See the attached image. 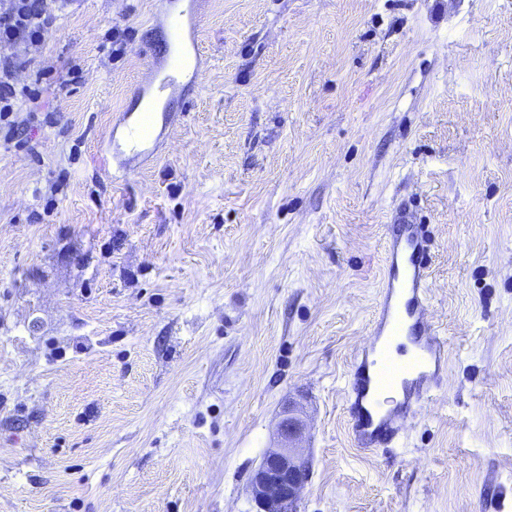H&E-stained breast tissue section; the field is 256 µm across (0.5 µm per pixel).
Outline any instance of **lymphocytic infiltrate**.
Returning a JSON list of instances; mask_svg holds the SVG:
<instances>
[{
    "mask_svg": "<svg viewBox=\"0 0 512 512\" xmlns=\"http://www.w3.org/2000/svg\"><path fill=\"white\" fill-rule=\"evenodd\" d=\"M60 10L56 0H0V141L5 145L26 148L25 131L35 118L27 106L40 97L44 80L54 78L58 95L65 96L82 77L76 65L57 74L53 61L38 53Z\"/></svg>",
    "mask_w": 512,
    "mask_h": 512,
    "instance_id": "f902f5d3",
    "label": "lymphocytic infiltrate"
}]
</instances>
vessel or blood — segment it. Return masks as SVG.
I'll return each mask as SVG.
<instances>
[{"instance_id": "obj_1", "label": "vessel or blood", "mask_w": 512, "mask_h": 512, "mask_svg": "<svg viewBox=\"0 0 512 512\" xmlns=\"http://www.w3.org/2000/svg\"><path fill=\"white\" fill-rule=\"evenodd\" d=\"M197 0L168 17L178 54L165 57L138 86L140 97L169 101L183 88L185 60L200 57V20ZM161 137L151 113L124 112L112 127L107 154L119 169L152 156ZM431 238L426 225L402 208L386 242L380 301L370 342L357 354L346 387L350 432L362 451L394 445L407 422L414 420L433 395L447 368L448 341L427 317ZM411 337L416 349L401 359L392 345ZM402 389L403 399L386 408L385 395Z\"/></svg>"}]
</instances>
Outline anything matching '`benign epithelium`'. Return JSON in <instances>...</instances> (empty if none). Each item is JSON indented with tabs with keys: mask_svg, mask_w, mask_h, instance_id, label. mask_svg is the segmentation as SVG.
Returning a JSON list of instances; mask_svg holds the SVG:
<instances>
[{
	"mask_svg": "<svg viewBox=\"0 0 512 512\" xmlns=\"http://www.w3.org/2000/svg\"><path fill=\"white\" fill-rule=\"evenodd\" d=\"M306 424L291 405L278 424V445L269 449L250 476L256 512H297L301 492L308 485L311 464L299 442Z\"/></svg>",
	"mask_w": 512,
	"mask_h": 512,
	"instance_id": "benign-epithelium-1",
	"label": "benign epithelium"
}]
</instances>
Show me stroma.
Masks as SVG:
<instances>
[{"instance_id":"35a3bbf8","label":"stroma","mask_w":512,"mask_h":512,"mask_svg":"<svg viewBox=\"0 0 512 512\" xmlns=\"http://www.w3.org/2000/svg\"><path fill=\"white\" fill-rule=\"evenodd\" d=\"M187 5L74 0L43 53L82 81L0 147V512H253L289 401L298 512H512V0H201L199 78L108 174ZM404 198L447 371L363 452L345 384ZM171 114H165V122L158 132L154 127L151 113L144 112L134 116L130 112L121 113L117 122L112 126V134L108 140L107 156H103L102 165L108 169V163L113 169L114 159L118 160V169L125 170L132 163L152 156L159 143L163 130L171 122Z\"/></svg>"}]
</instances>
